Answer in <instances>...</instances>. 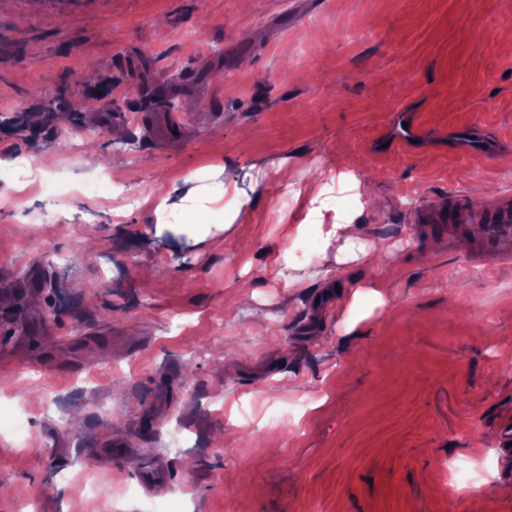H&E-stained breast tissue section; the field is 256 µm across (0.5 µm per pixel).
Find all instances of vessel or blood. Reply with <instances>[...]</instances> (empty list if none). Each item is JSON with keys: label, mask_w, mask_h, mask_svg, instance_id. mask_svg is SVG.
<instances>
[{"label": "vessel or blood", "mask_w": 512, "mask_h": 512, "mask_svg": "<svg viewBox=\"0 0 512 512\" xmlns=\"http://www.w3.org/2000/svg\"><path fill=\"white\" fill-rule=\"evenodd\" d=\"M418 221L436 225L439 234L449 241L463 240L471 225L483 227V237L475 249L478 260L489 264L512 263V195L492 196L485 208H474L465 191L448 194L447 212L421 208Z\"/></svg>", "instance_id": "b4317fda"}]
</instances>
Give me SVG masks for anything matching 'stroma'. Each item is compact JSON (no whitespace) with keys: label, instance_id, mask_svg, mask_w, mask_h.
<instances>
[{"label":"stroma","instance_id":"stroma-1","mask_svg":"<svg viewBox=\"0 0 512 512\" xmlns=\"http://www.w3.org/2000/svg\"><path fill=\"white\" fill-rule=\"evenodd\" d=\"M20 155L0 512H89L86 462L117 512H512V265L415 221L512 191L506 0H0Z\"/></svg>","mask_w":512,"mask_h":512}]
</instances>
